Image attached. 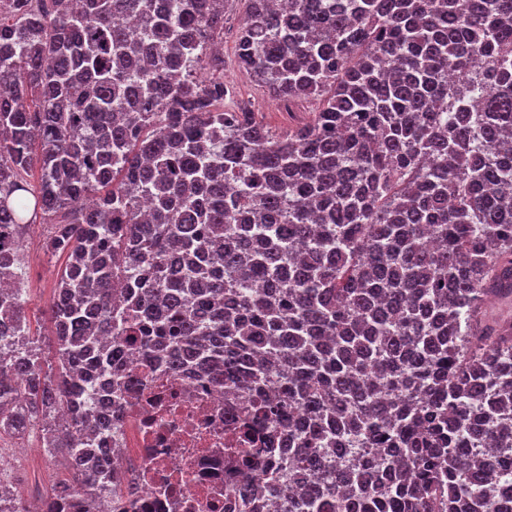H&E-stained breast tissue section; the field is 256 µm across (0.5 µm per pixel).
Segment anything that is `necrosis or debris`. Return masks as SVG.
Segmentation results:
<instances>
[{"instance_id": "4bbe7bcc", "label": "necrosis or debris", "mask_w": 512, "mask_h": 512, "mask_svg": "<svg viewBox=\"0 0 512 512\" xmlns=\"http://www.w3.org/2000/svg\"><path fill=\"white\" fill-rule=\"evenodd\" d=\"M127 370L146 375L112 399V431L103 449L114 462L111 498L116 512H229L242 481V451L252 435L242 429L244 395L225 393L194 368L175 374L147 362L129 345ZM42 424L0 428V482L36 451Z\"/></svg>"}]
</instances>
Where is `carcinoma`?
<instances>
[{
	"label": "carcinoma",
	"instance_id": "carcinoma-1",
	"mask_svg": "<svg viewBox=\"0 0 512 512\" xmlns=\"http://www.w3.org/2000/svg\"><path fill=\"white\" fill-rule=\"evenodd\" d=\"M229 0H0V242L65 258L31 333L0 286V418L62 411L44 448L111 512L123 336L252 388L289 460L245 450L235 496L281 512H512V0H248L240 65L279 134L224 108Z\"/></svg>",
	"mask_w": 512,
	"mask_h": 512
}]
</instances>
